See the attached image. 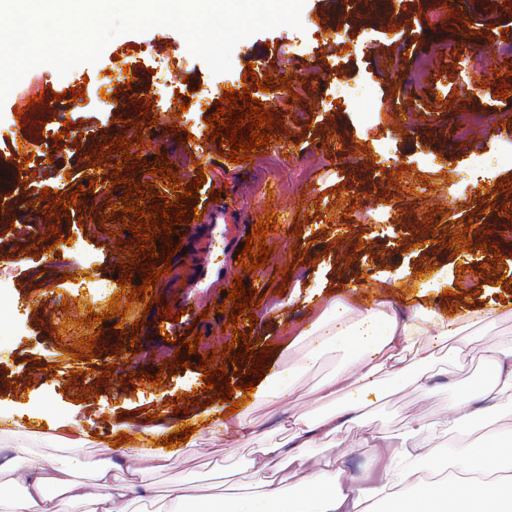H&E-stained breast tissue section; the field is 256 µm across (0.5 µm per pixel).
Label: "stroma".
Wrapping results in <instances>:
<instances>
[{"mask_svg": "<svg viewBox=\"0 0 512 512\" xmlns=\"http://www.w3.org/2000/svg\"><path fill=\"white\" fill-rule=\"evenodd\" d=\"M396 17L403 24L393 33L389 21ZM301 22L299 31L279 27L239 42L230 71L221 74L192 55L173 29L120 35L97 62L66 75L48 65L32 69L0 106V160H6L21 139L13 112L21 96L84 91L82 98L51 103V123L69 122L71 139L32 159L23 177L26 203L0 219V241L11 251L0 258L7 273L0 285V484L16 483L17 447L66 462L54 428L72 421L81 429L85 459L78 479L94 484L99 464L125 452L153 491L141 512H156L175 491L190 498L259 491L261 478L250 466L256 445L227 443L217 427L227 407L190 366L186 342L198 338L196 354L203 356L232 344L238 331L252 353L267 349V364L288 369L283 398L258 410L265 420L261 441L278 442L286 436L284 410L331 409L311 404L310 390L343 361V352L302 374L293 339L338 298L360 308L382 300L403 313L434 306L463 319L493 307L498 318L481 329L480 341L512 348V193L499 189L512 184V92L498 93L512 76L498 75L493 57L512 45V0H385L380 16L367 14L365 0L346 6L305 0ZM336 35L346 48L326 59L320 45ZM444 41L448 54L416 92L408 81L415 56ZM121 67L137 80L104 106L99 82ZM249 69L275 80L253 96L274 120L270 152L286 161L279 179L289 187L279 192L254 162L221 158L205 123ZM285 76L286 89L278 83ZM142 95L150 109H140ZM476 111L488 123L458 138L460 119ZM132 122L141 124L146 143L128 145L141 155L136 165L122 162L111 145ZM162 159L203 167L204 181L185 201L199 217L185 227L183 252H171L167 235H156V266L165 275L154 286L155 305L133 301L127 318H106L113 296L130 294L144 276L123 250L133 233L111 202L124 199L130 178L170 193L171 182L145 175ZM306 165L313 169L309 182L290 185L293 169ZM100 173L104 182L91 186ZM114 173L120 184H112ZM60 193L79 194V205H56ZM270 213L276 224L266 237L269 257L255 272L243 271L236 262L243 239ZM65 238L71 246H62ZM125 275L131 283L119 287ZM237 278L253 288L260 306L255 323L234 329L217 307L227 303ZM201 296L212 308L205 318L196 309ZM91 311L104 319L84 326ZM93 332L95 355H69L71 344ZM129 347L134 354L127 359L120 351ZM170 360L172 373L162 372ZM428 370L436 396L383 385L364 420L322 440L315 455L344 451L347 474L359 475L372 457L359 435L397 439L406 418H434L488 377L478 356L449 349L436 353ZM181 399L191 401L189 414L174 411ZM189 415L197 430L173 444L165 466L146 460L156 429L184 425ZM121 433L128 439L118 448Z\"/></svg>", "mask_w": 512, "mask_h": 512, "instance_id": "1", "label": "stroma"}]
</instances>
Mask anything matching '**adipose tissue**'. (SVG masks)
Instances as JSON below:
<instances>
[{
	"mask_svg": "<svg viewBox=\"0 0 512 512\" xmlns=\"http://www.w3.org/2000/svg\"><path fill=\"white\" fill-rule=\"evenodd\" d=\"M296 341L303 347L305 370L330 351L355 353L350 366L313 391V402H336V410L317 417L302 410L286 413L287 440L258 449L251 461L265 476L261 490L208 499L199 512H380L384 504L390 512H512V441L503 442L493 432L475 434L471 425L478 411L468 397L451 402L437 423L407 422L399 446L375 442L372 464L359 477L346 475L339 454L309 462L311 448L321 439L341 433L363 415L381 382L410 386L425 396L433 392L431 376L412 371L410 356L430 363L435 347L451 342L459 350L481 352L461 319L434 307L400 314L382 301L361 311L334 300L297 333ZM482 354L492 378L475 385L476 395L512 406V350ZM437 426L453 432L459 446L430 447ZM16 455L25 461L18 474L23 491L0 486V512H127L125 498L148 496L136 479L112 483V472L123 468L119 457L102 467L92 489L73 477L84 466L79 449H72L65 468L54 456L32 457L22 447ZM51 481L63 487L62 495H48Z\"/></svg>",
	"mask_w": 512,
	"mask_h": 512,
	"instance_id": "obj_1",
	"label": "adipose tissue"
}]
</instances>
